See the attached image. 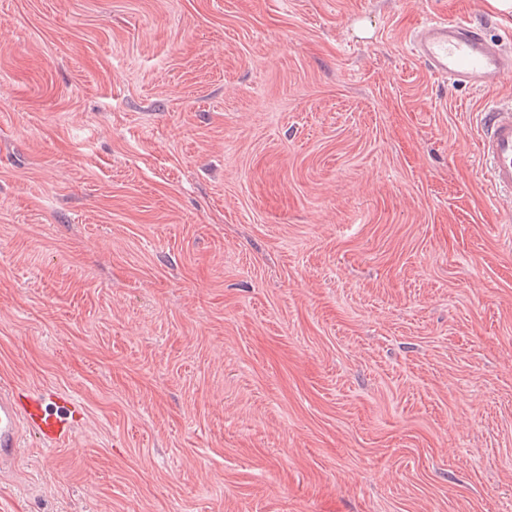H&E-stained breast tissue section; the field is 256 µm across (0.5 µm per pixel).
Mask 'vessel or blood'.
<instances>
[{
  "mask_svg": "<svg viewBox=\"0 0 512 512\" xmlns=\"http://www.w3.org/2000/svg\"><path fill=\"white\" fill-rule=\"evenodd\" d=\"M409 47L432 75L452 85L491 89L512 72V52L469 21L424 22L411 34ZM480 121V155L489 185L495 194L512 198V102L489 104ZM83 413L73 401L60 404L49 395L1 385L0 472L15 466L23 435L57 447L72 437Z\"/></svg>",
  "mask_w": 512,
  "mask_h": 512,
  "instance_id": "b4317fda",
  "label": "vessel or blood"
}]
</instances>
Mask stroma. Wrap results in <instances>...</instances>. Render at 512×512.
<instances>
[{"mask_svg": "<svg viewBox=\"0 0 512 512\" xmlns=\"http://www.w3.org/2000/svg\"><path fill=\"white\" fill-rule=\"evenodd\" d=\"M512 2L0 0V384L85 415L0 512H512V199L408 37Z\"/></svg>", "mask_w": 512, "mask_h": 512, "instance_id": "obj_1", "label": "stroma"}]
</instances>
